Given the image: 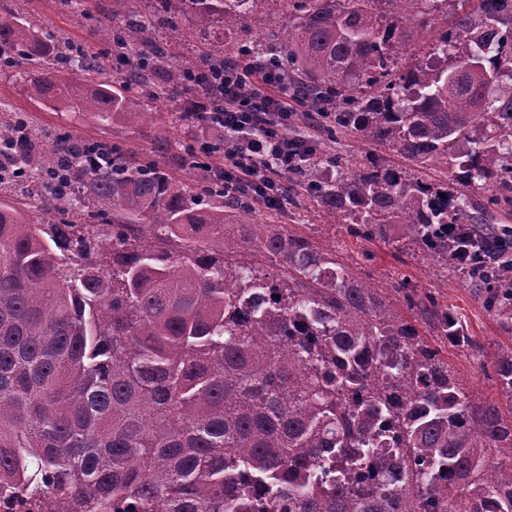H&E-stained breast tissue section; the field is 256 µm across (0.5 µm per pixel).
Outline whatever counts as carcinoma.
Returning a JSON list of instances; mask_svg holds the SVG:
<instances>
[{
  "label": "carcinoma",
  "instance_id": "carcinoma-1",
  "mask_svg": "<svg viewBox=\"0 0 512 512\" xmlns=\"http://www.w3.org/2000/svg\"><path fill=\"white\" fill-rule=\"evenodd\" d=\"M113 2L101 35L120 79L13 0L0 73L108 126L180 92L176 47L213 70L274 58L329 138L351 131L413 165L318 145L284 178L351 236L441 262L512 333V230L487 219L512 210V0H455L451 23L448 0H266L288 15L274 29L261 0ZM152 154L48 137L19 112L0 122V498L39 512H512V347L495 354L499 399H471L442 347L478 345L446 306L405 285L395 302L311 237L257 223L192 147L161 136Z\"/></svg>",
  "mask_w": 512,
  "mask_h": 512
}]
</instances>
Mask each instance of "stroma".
<instances>
[{
	"label": "stroma",
	"mask_w": 512,
	"mask_h": 512,
	"mask_svg": "<svg viewBox=\"0 0 512 512\" xmlns=\"http://www.w3.org/2000/svg\"><path fill=\"white\" fill-rule=\"evenodd\" d=\"M111 5L112 0H84L81 8L75 10L67 7L64 0H24L22 7L32 22L51 26L68 41L101 54L106 47L98 41L96 30ZM1 102L29 113L38 126L59 127L76 136L99 137L142 153L149 152L154 139L160 135L170 136L179 149L194 142L190 125L176 128L171 125L172 117L184 110V99L180 96L158 104L149 123L132 125L120 120L105 129L75 114L67 116L35 107L19 84L2 77ZM291 194L294 202L287 210H260L259 220L286 225L289 230L307 234L325 248L339 252L342 260L374 287L395 288L404 282L408 287L434 294L462 319L469 336L483 350L479 356L468 349L449 350L448 360L457 376L474 396L488 402L496 400L494 355L504 337L494 316L486 311L474 292L431 258L409 251L396 252L391 244L381 241L359 242L348 234L345 225L329 223L314 212L301 188L292 187Z\"/></svg>",
	"instance_id": "obj_1"
}]
</instances>
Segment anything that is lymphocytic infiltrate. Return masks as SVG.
Returning <instances> with one entry per match:
<instances>
[{
	"label": "lymphocytic infiltrate",
	"mask_w": 512,
	"mask_h": 512,
	"mask_svg": "<svg viewBox=\"0 0 512 512\" xmlns=\"http://www.w3.org/2000/svg\"><path fill=\"white\" fill-rule=\"evenodd\" d=\"M189 91L185 108L202 116L205 143L224 140V158L213 173L224 180L226 195L268 209H284L290 191L282 181L314 144L311 135L295 132L296 112L288 92L262 60L240 71L200 76L183 73Z\"/></svg>",
	"instance_id": "lymphocytic-infiltrate-1"
}]
</instances>
